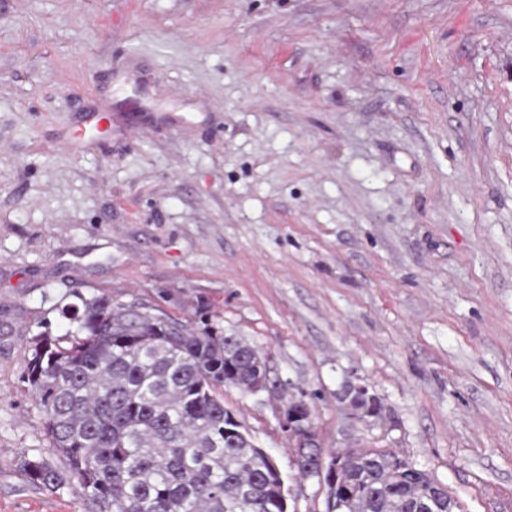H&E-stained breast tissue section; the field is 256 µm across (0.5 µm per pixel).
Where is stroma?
Listing matches in <instances>:
<instances>
[{
	"mask_svg": "<svg viewBox=\"0 0 512 512\" xmlns=\"http://www.w3.org/2000/svg\"><path fill=\"white\" fill-rule=\"evenodd\" d=\"M74 290L261 351L266 389L222 395L288 512H328L290 393L323 454L512 512V0H0V512L91 510L16 465L65 466L22 372ZM281 428L292 443V448L297 449L296 461L305 462L311 475L327 476L328 482H333L336 475V466L327 460L322 453L316 455L314 448L320 452L317 432L310 420L308 408L295 404L288 405L281 412ZM298 472L307 475V470L297 464Z\"/></svg>",
	"mask_w": 512,
	"mask_h": 512,
	"instance_id": "obj_1",
	"label": "stroma"
}]
</instances>
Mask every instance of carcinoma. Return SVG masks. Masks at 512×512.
<instances>
[{"label": "carcinoma", "mask_w": 512, "mask_h": 512, "mask_svg": "<svg viewBox=\"0 0 512 512\" xmlns=\"http://www.w3.org/2000/svg\"><path fill=\"white\" fill-rule=\"evenodd\" d=\"M65 333L31 339L25 364L61 471L44 458L22 466L35 487L73 484L95 512H285L272 495L275 459L224 435V352L241 353L239 376L266 375L265 357L206 315L180 320L96 293L74 294ZM379 417L380 399L358 405ZM338 512H448L458 504L429 472L387 448L339 453Z\"/></svg>", "instance_id": "cac0c4a2"}]
</instances>
